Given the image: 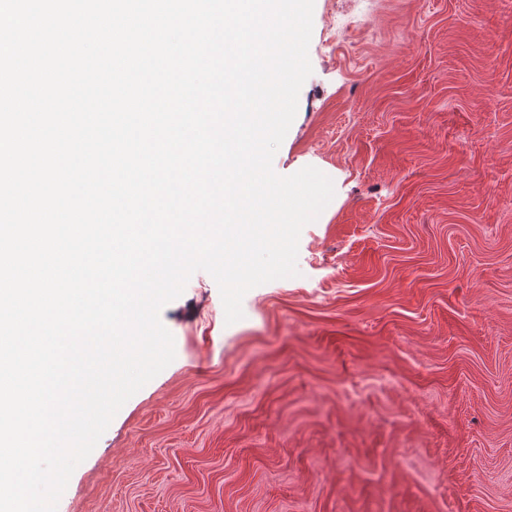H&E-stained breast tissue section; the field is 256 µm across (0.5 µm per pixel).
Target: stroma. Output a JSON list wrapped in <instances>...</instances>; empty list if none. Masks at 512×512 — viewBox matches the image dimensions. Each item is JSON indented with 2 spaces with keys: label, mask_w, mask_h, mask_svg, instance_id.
Instances as JSON below:
<instances>
[{
  "label": "stroma",
  "mask_w": 512,
  "mask_h": 512,
  "mask_svg": "<svg viewBox=\"0 0 512 512\" xmlns=\"http://www.w3.org/2000/svg\"><path fill=\"white\" fill-rule=\"evenodd\" d=\"M309 59L299 276L193 274L57 512H512V0H315Z\"/></svg>",
  "instance_id": "obj_1"
}]
</instances>
